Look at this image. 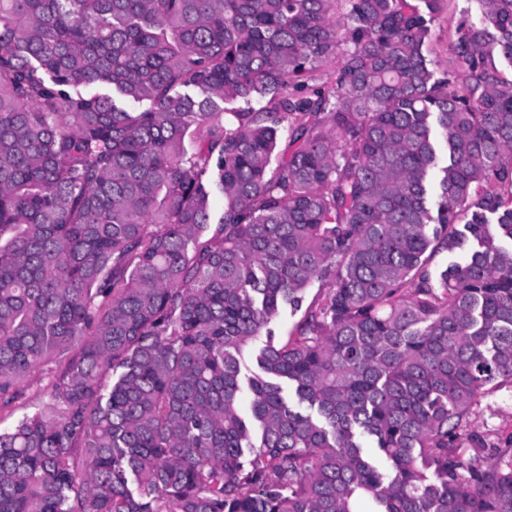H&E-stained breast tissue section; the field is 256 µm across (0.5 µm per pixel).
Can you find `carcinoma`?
I'll return each instance as SVG.
<instances>
[{
  "mask_svg": "<svg viewBox=\"0 0 512 512\" xmlns=\"http://www.w3.org/2000/svg\"><path fill=\"white\" fill-rule=\"evenodd\" d=\"M423 2L0 0V512H512V0ZM463 12L468 14L471 22H479L481 10L475 0H443L441 9L436 14L432 24L431 35L425 46V53L428 59L432 60V67L438 77L456 69L450 45L455 39L456 28ZM25 389L26 396L19 403L0 410V429L6 430L11 428L26 413L33 410L32 405L37 403L36 399L47 400L46 381H27ZM478 413L473 416L479 431L507 436L512 433V392L510 388L494 391L482 399Z\"/></svg>",
  "mask_w": 512,
  "mask_h": 512,
  "instance_id": "cac0c4a2",
  "label": "carcinoma"
}]
</instances>
